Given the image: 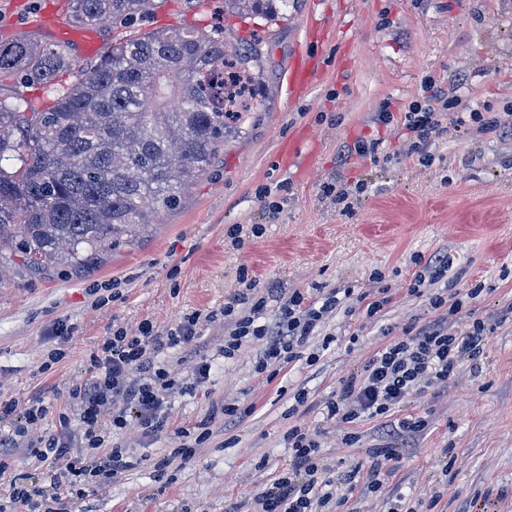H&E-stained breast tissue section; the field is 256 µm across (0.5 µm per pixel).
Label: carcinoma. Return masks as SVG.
I'll return each instance as SVG.
<instances>
[{
	"instance_id": "obj_1",
	"label": "carcinoma",
	"mask_w": 512,
	"mask_h": 512,
	"mask_svg": "<svg viewBox=\"0 0 512 512\" xmlns=\"http://www.w3.org/2000/svg\"><path fill=\"white\" fill-rule=\"evenodd\" d=\"M224 0L246 19L278 21L276 2ZM155 0H72L78 25H128ZM262 41L228 52L224 30L154 28L119 38L44 112L0 101V268L12 256L45 270H77L148 223L147 208H171L185 181L224 146L226 119L255 109L245 85L259 80ZM70 65L61 45L27 37L0 42V76L53 85ZM9 254H4V250Z\"/></svg>"
}]
</instances>
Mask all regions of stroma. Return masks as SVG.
Listing matches in <instances>:
<instances>
[{"instance_id": "35a3bbf8", "label": "stroma", "mask_w": 512, "mask_h": 512, "mask_svg": "<svg viewBox=\"0 0 512 512\" xmlns=\"http://www.w3.org/2000/svg\"><path fill=\"white\" fill-rule=\"evenodd\" d=\"M69 0H0V42L32 36L55 45L57 36L28 26L49 8L67 12ZM343 29L349 48L306 36L310 9ZM287 18L267 26L257 17L242 22L224 12V0H164L149 19L129 27L69 26V68L56 88L0 78V100L49 105L56 89L76 83L99 53L82 39L94 33L102 47L113 39L156 27L215 26L229 44L246 46L264 38L263 94L240 132L229 135L209 168L184 189L178 206L160 209L130 242L100 254L82 270H31L22 258L0 273V401L38 398L49 413L70 406L69 387L83 374L98 342L113 325L137 328L150 320L159 331L183 314L223 306L247 271L257 293L279 288L319 297L329 289L368 293L388 288L381 317L338 309L320 336L309 342L320 359L284 366L273 381L253 370L257 345L224 359V321L202 322L198 333L209 345V379L177 390L169 405V431L146 436L137 427L114 435L115 443L140 459V466L85 498L72 512H252L251 496L288 465L284 435L303 424L320 443L335 472L367 464V451L380 447L379 419L356 424L358 446L340 447L347 426L328 418L341 380L363 367L377 349L419 325L431 312L432 291H483L468 307L495 330L482 359L461 364L448 383L417 393L404 415L428 425L386 477L381 494L353 491L338 512H388L395 496L421 504L439 497L434 512H512V139L479 131L480 118L512 113V0H289ZM314 56L319 81L290 99L285 76L296 52ZM455 95L465 120L458 132L438 140L432 164L402 157V127L385 128L372 114L389 105L402 116L423 102V81ZM384 141L392 161L351 156L344 145L358 137ZM296 141L308 166L284 167L277 157ZM361 183L351 212L326 199L323 182ZM273 190L264 197L263 187ZM241 227L244 244L233 248L228 232ZM259 236H252V227ZM444 251L448 275L423 296L410 295L423 257ZM381 273L382 283L372 280ZM117 301L100 305V297ZM67 333L68 355L56 370L42 372L48 352ZM357 343H350L351 335ZM331 345H324V337ZM305 402L293 419L284 414L296 394ZM227 404L252 407L225 428ZM208 421L213 436L190 462L167 473L155 462L174 448V428Z\"/></svg>"}]
</instances>
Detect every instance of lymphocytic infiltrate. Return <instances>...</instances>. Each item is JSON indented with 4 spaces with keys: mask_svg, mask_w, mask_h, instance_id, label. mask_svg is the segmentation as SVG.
Returning <instances> with one entry per match:
<instances>
[{
    "mask_svg": "<svg viewBox=\"0 0 512 512\" xmlns=\"http://www.w3.org/2000/svg\"><path fill=\"white\" fill-rule=\"evenodd\" d=\"M430 107L414 108L400 121L406 131V156L426 163L432 160V145L444 132L443 115L453 103L435 85H426ZM480 288L447 296L434 293L428 298L431 317L379 348L362 370L342 380L335 401L326 406L328 417L355 423L363 418L381 422L385 437L407 441L426 427L424 420L397 416L404 401L427 384L444 383L463 360H478L486 350L492 326L476 318L460 321L459 315ZM344 300L331 291L312 300L295 291L281 298L275 320L262 318L265 297L244 288L225 298L219 313L230 321L224 338L225 359H234L247 343H259L254 371L279 372L299 359L317 361V354L305 353L306 343L318 335L326 316ZM201 312L185 314L166 333H159L151 321H142L135 332L113 329L90 357L85 376L73 380L70 396L73 411L57 414L55 431L20 446L21 437L39 426L48 414L42 401L18 409L15 402H0V480L7 493L0 498V512H68L71 497L97 492L115 477L138 468L139 461L121 445L111 444L114 433L137 423L145 434L155 435L168 428L167 403L173 390L183 383L172 376L158 355L170 348L195 362L194 380L205 382L212 369L207 345L198 334ZM457 329H449V321ZM288 466L257 497L259 512H335L347 492L363 487L375 493L383 488L397 459L392 448H376L367 469H352L333 477L331 466L320 453L319 443L308 430L296 424L286 434ZM36 458L43 467L41 477L18 470V450Z\"/></svg>",
    "mask_w": 512,
    "mask_h": 512,
    "instance_id": "obj_1",
    "label": "lymphocytic infiltrate"
}]
</instances>
